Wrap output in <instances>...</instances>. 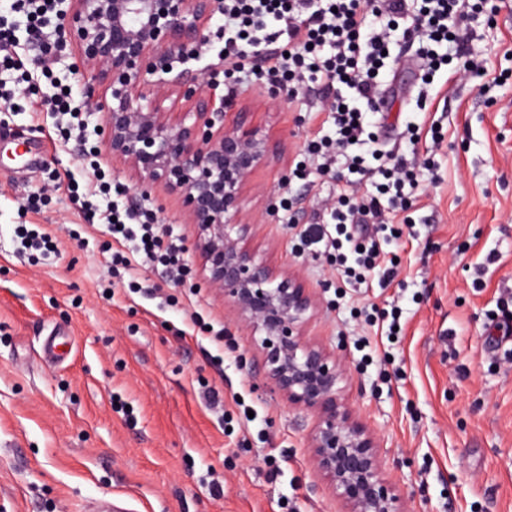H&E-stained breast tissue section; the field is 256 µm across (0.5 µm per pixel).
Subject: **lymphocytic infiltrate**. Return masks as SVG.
<instances>
[{"mask_svg": "<svg viewBox=\"0 0 512 512\" xmlns=\"http://www.w3.org/2000/svg\"><path fill=\"white\" fill-rule=\"evenodd\" d=\"M57 0H6L0 7V65L13 67L12 55L20 35L42 45V57L64 55L61 16ZM481 0H224L215 24L224 34L221 51L226 73L247 81H263L288 93L310 82L322 85L333 137L308 145L298 167L300 175L326 173L342 165L347 188L336 195L329 224H311L304 231L305 250H335L343 282L352 288L372 280L388 284L396 274L386 263L385 247L399 239L392 222L395 212L411 204L405 187H416L418 174L411 162L382 148L370 158L347 155L353 140L365 132L366 115L382 97L380 71L395 31L421 43L420 65L435 72L443 63L434 45L456 46L457 68L463 75H480L469 52L470 27L482 13ZM48 109L58 120L65 140L76 141L91 176L86 194L72 197L87 219H99L124 248L115 260L123 268L163 265L168 278L180 283L189 266L176 240L167 239L153 209L131 210L114 201L107 187L95 183L99 170L89 142L85 112L73 104L63 82L52 84ZM376 179V191L357 195L356 179Z\"/></svg>", "mask_w": 512, "mask_h": 512, "instance_id": "lymphocytic-infiltrate-1", "label": "lymphocytic infiltrate"}]
</instances>
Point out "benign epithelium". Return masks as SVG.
I'll return each instance as SVG.
<instances>
[{"label":"benign epithelium","mask_w":512,"mask_h":512,"mask_svg":"<svg viewBox=\"0 0 512 512\" xmlns=\"http://www.w3.org/2000/svg\"><path fill=\"white\" fill-rule=\"evenodd\" d=\"M222 9L223 0H70L65 34L83 51L86 89L112 90L102 130L107 153L135 168L133 191L146 195L162 184L182 197L206 282L258 335L266 384L316 414L312 461L347 512H406L381 477L373 436L352 420L342 397L344 366L302 336L314 298L243 243L255 220L241 216L239 203L252 173L273 154L269 139L248 127L247 112L226 125L210 95L179 76L171 91L190 111L174 116L164 106V83L152 80L173 71V60L204 39Z\"/></svg>","instance_id":"obj_1"}]
</instances>
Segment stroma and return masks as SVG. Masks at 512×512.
Segmentation results:
<instances>
[{
	"label": "stroma",
	"instance_id": "35a3bbf8",
	"mask_svg": "<svg viewBox=\"0 0 512 512\" xmlns=\"http://www.w3.org/2000/svg\"><path fill=\"white\" fill-rule=\"evenodd\" d=\"M498 4L471 43L484 78L460 79L450 64L422 82L418 43L393 36L370 129L385 149L414 153L419 186L395 283L366 295L345 288L335 256L300 246L304 225L343 187L330 173L292 174L332 130L327 111L310 106L315 90L265 107L266 85L226 76L215 57L173 65L203 79L225 112L251 105L253 125L287 144L241 200L249 214L258 195L277 196L249 244L312 292L305 337L345 367L343 395L409 512H512V338L492 326L512 310V0ZM83 67L74 49L52 77L72 84L97 129L105 113L87 100ZM49 79L0 72L17 90L0 105V512H92L104 501L121 512H342L312 464L314 415L266 391L254 335L205 281L178 197L134 194L128 165L108 159L120 202L153 208L192 270L176 286L159 265L113 275L116 243L69 198L85 173L46 109ZM412 126L438 149L410 144ZM29 142L45 150L42 165L22 158ZM22 225L46 232L50 248L22 250ZM491 252L498 260L485 264ZM143 281L156 292H136ZM395 304L403 331L391 342L366 308ZM56 334L70 353L45 361ZM212 390L222 404L211 405Z\"/></svg>",
	"mask_w": 512,
	"mask_h": 512
}]
</instances>
